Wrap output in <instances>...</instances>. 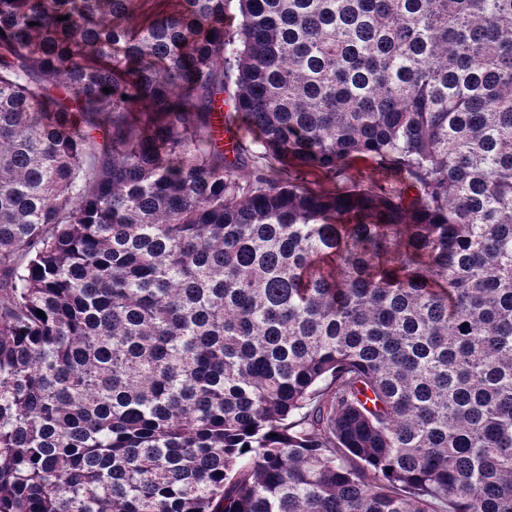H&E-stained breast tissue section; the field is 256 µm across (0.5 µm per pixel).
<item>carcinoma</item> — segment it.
Returning <instances> with one entry per match:
<instances>
[{
	"label": "carcinoma",
	"instance_id": "cac0c4a2",
	"mask_svg": "<svg viewBox=\"0 0 512 512\" xmlns=\"http://www.w3.org/2000/svg\"><path fill=\"white\" fill-rule=\"evenodd\" d=\"M0 29V512H512V0Z\"/></svg>",
	"mask_w": 512,
	"mask_h": 512
}]
</instances>
